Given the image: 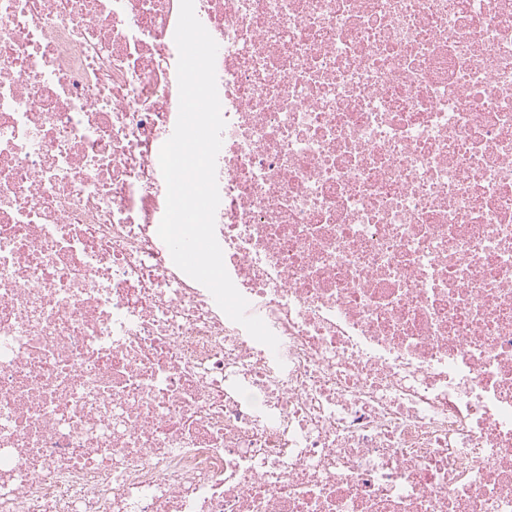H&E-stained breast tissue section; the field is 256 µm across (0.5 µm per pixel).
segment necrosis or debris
<instances>
[{
    "mask_svg": "<svg viewBox=\"0 0 512 512\" xmlns=\"http://www.w3.org/2000/svg\"><path fill=\"white\" fill-rule=\"evenodd\" d=\"M180 0H0V512H512V0H195L216 237L158 235Z\"/></svg>",
    "mask_w": 512,
    "mask_h": 512,
    "instance_id": "1",
    "label": "necrosis or debris"
}]
</instances>
